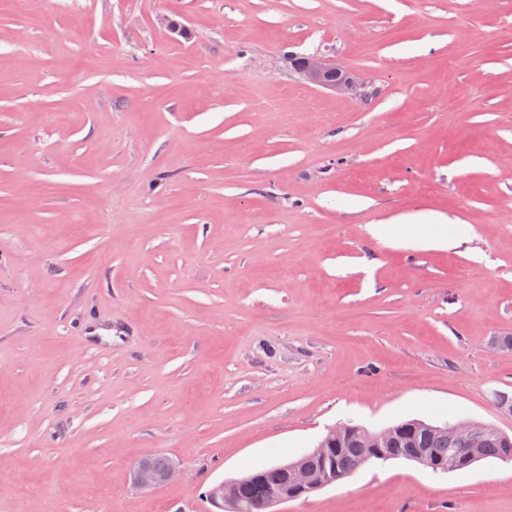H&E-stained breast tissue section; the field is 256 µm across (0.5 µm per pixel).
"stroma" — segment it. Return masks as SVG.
<instances>
[{
	"label": "stroma",
	"instance_id": "stroma-1",
	"mask_svg": "<svg viewBox=\"0 0 512 512\" xmlns=\"http://www.w3.org/2000/svg\"><path fill=\"white\" fill-rule=\"evenodd\" d=\"M505 336L512 0L0 7V512H212L347 422L512 434ZM155 455L178 476L136 490ZM280 512H512V463ZM294 67L311 85L350 97L361 95L363 82L359 77L323 56L302 57L294 63Z\"/></svg>",
	"mask_w": 512,
	"mask_h": 512
}]
</instances>
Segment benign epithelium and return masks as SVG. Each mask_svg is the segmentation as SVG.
<instances>
[{"mask_svg":"<svg viewBox=\"0 0 512 512\" xmlns=\"http://www.w3.org/2000/svg\"><path fill=\"white\" fill-rule=\"evenodd\" d=\"M294 67L305 82L311 85L350 97L361 95L363 82L359 77L336 66L323 56L302 57L294 63ZM452 433L468 447L465 465L470 466L478 461L474 449L480 447V443L475 440L473 423L469 420L459 421L452 427ZM393 434L392 430L376 434L361 427L347 425H338L330 429L319 445L306 453V456L316 459V466L312 467L308 463L299 462L277 465V468L285 472L287 484L283 490L270 496L268 507L305 497L314 491L337 483L339 475L336 472L335 458L342 441L354 440L356 447L364 449L365 459L378 462L387 460L380 445ZM407 458L435 473L446 474L451 471L448 464L437 460L426 448L410 451ZM176 475L177 466L174 463L170 464L161 476L146 466L138 464L132 471V483L138 490L153 491L171 481ZM235 487L234 481L222 482L209 490L208 498L218 508V512H243Z\"/></svg>","mask_w":512,"mask_h":512,"instance_id":"1","label":"benign epithelium"}]
</instances>
